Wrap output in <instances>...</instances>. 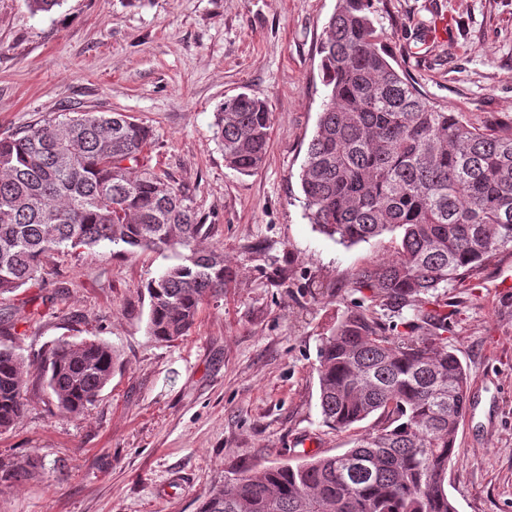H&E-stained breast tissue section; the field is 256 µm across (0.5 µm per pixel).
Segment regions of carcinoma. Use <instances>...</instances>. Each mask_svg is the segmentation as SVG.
<instances>
[{
    "mask_svg": "<svg viewBox=\"0 0 512 512\" xmlns=\"http://www.w3.org/2000/svg\"><path fill=\"white\" fill-rule=\"evenodd\" d=\"M373 0H338L320 42L326 89L301 167L304 215L327 237L357 244L392 234L398 258L361 271L399 311L512 247V125L462 122L400 74L372 18ZM225 165L250 175L265 162L266 103L247 93L215 115ZM153 130L123 112H66L0 138V295L42 280L64 250L121 246L171 252L148 284L149 333L187 335L224 290L209 225L191 198L149 166ZM325 423L345 429L381 411L388 424L354 447L292 466L236 474L197 512H457L445 482L468 407V375L446 346L391 337L363 310L347 312L319 351ZM24 360L0 345V432L27 410ZM115 368L103 340L59 341L41 366L57 405L87 411ZM39 457L0 458V490L36 478Z\"/></svg>",
    "mask_w": 512,
    "mask_h": 512,
    "instance_id": "cac0c4a2",
    "label": "carcinoma"
}]
</instances>
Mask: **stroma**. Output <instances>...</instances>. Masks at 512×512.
Here are the masks:
<instances>
[{
  "mask_svg": "<svg viewBox=\"0 0 512 512\" xmlns=\"http://www.w3.org/2000/svg\"><path fill=\"white\" fill-rule=\"evenodd\" d=\"M337 0H64L31 15L0 0V137L64 112H123L150 126V164L185 188L230 276L187 336L148 330L153 251L62 250L44 282L0 296V343L26 363L28 407L0 432V458L36 453L38 478L0 493V512H196L234 471L335 455L385 425L324 423L319 349L355 307L388 335L417 312L447 330L470 407L445 487L457 512H512V248L392 313L353 282L396 259L391 235L344 245L304 217L299 173L322 107L319 42ZM394 57L434 101L480 128L512 125V0H374ZM246 92L267 103L265 165L224 164L215 113ZM101 339L111 383L82 414L59 408L38 365L55 341Z\"/></svg>",
  "mask_w": 512,
  "mask_h": 512,
  "instance_id": "stroma-1",
  "label": "stroma"
}]
</instances>
